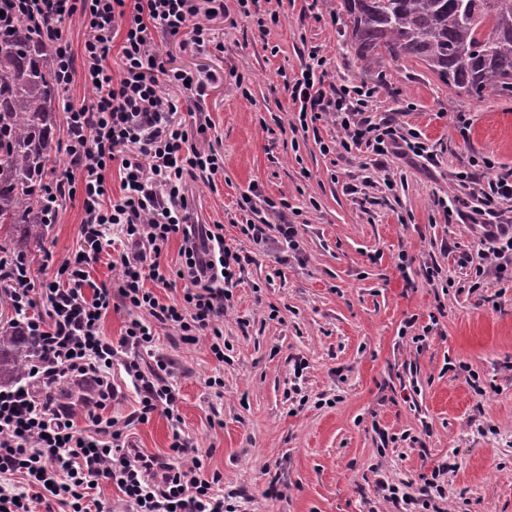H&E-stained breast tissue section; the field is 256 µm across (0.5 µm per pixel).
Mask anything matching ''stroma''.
<instances>
[{
	"label": "stroma",
	"instance_id": "obj_1",
	"mask_svg": "<svg viewBox=\"0 0 512 512\" xmlns=\"http://www.w3.org/2000/svg\"><path fill=\"white\" fill-rule=\"evenodd\" d=\"M337 5L257 0L246 18L224 0L214 23L223 51L195 52L181 35L159 42L172 66L219 76L202 103L213 127L197 144L223 154L224 173L211 186L188 178L187 188L200 220L223 224L244 266L224 312V361L206 339L188 344L171 329L155 344L180 396L181 432L222 475L238 512H395L377 480L416 495L421 474L444 463L445 512H512V288L481 257L478 227L442 206L468 199L455 175L472 161L512 173V98L473 99L413 58L362 77ZM272 12L279 23L259 30L257 18ZM313 51L327 83L372 88L374 112L419 133L435 164L394 157L380 173L369 151L341 149L332 118L302 131L285 80ZM460 112L471 124L465 137ZM253 189L287 198L299 259L240 234L239 203ZM81 219L74 199L39 240L21 225L0 232V249L30 261L36 311L46 304L39 284L80 248ZM464 252L472 264H460ZM429 266L449 288L426 281ZM420 333L424 342L413 343ZM212 377L222 390L208 387ZM130 441L168 455L171 423L154 414L132 425Z\"/></svg>",
	"mask_w": 512,
	"mask_h": 512
}]
</instances>
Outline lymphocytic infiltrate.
<instances>
[{"label": "lymphocytic infiltrate", "mask_w": 512, "mask_h": 512, "mask_svg": "<svg viewBox=\"0 0 512 512\" xmlns=\"http://www.w3.org/2000/svg\"><path fill=\"white\" fill-rule=\"evenodd\" d=\"M223 14L224 0H0L1 17L25 19L39 30L66 90L79 80L94 93L87 104L63 95L69 166L63 178L39 189L42 223H55L64 201L81 198L83 209V247L44 283L46 314L32 311L27 257L0 256V283L13 302L16 324L34 341L28 383L0 386V512H34V505L51 503L67 512H104L95 494L101 482L118 487L124 512H233L224 502L220 474L205 470L197 448L180 432H173L167 457L149 456L129 446L124 424L105 414L118 363L139 396L136 420L148 423L160 411L179 424V394L163 376L166 363L157 360L149 369L141 363L160 330H175L191 344L208 337L215 359L224 358V302L241 280L242 258L226 243L223 225L192 221L185 189L190 176L214 184L224 157L194 144L212 128L203 109L191 111L190 121L176 120L179 100L164 93L163 85L199 98L206 86L193 73L170 67L157 44L158 37L183 33L195 51L219 48L211 23ZM74 22L86 32L78 55L69 37ZM117 37L122 45L114 70L107 59ZM322 65L313 58L292 85L301 129L330 115L342 131L344 152L371 149L379 168L392 155L434 164V151L418 133L367 114L371 88L326 87ZM129 147L138 158L124 157ZM114 165L123 191L117 200L106 181ZM456 178L472 184L478 204L470 219L498 260L499 279L511 283L512 228L502 222L500 206L512 202V175L496 173L486 159L481 170L461 171ZM109 224L124 237L122 276L116 284L92 288L86 267L103 251ZM175 238L181 244L174 268L160 256ZM176 278L185 283L181 300L161 302L153 285L168 287ZM116 301L130 319L113 341L102 321ZM65 380L93 383L96 398L85 400L79 412L54 404L51 390ZM79 413L87 422L81 429L74 421Z\"/></svg>", "instance_id": "obj_1"}]
</instances>
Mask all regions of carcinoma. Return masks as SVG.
<instances>
[{
    "label": "carcinoma",
    "instance_id": "1",
    "mask_svg": "<svg viewBox=\"0 0 512 512\" xmlns=\"http://www.w3.org/2000/svg\"><path fill=\"white\" fill-rule=\"evenodd\" d=\"M359 70L414 58L478 99L512 97V0H339ZM62 87L47 45L22 19L0 32V224L38 236L39 198L55 147ZM32 340L0 336V384L18 380Z\"/></svg>",
    "mask_w": 512,
    "mask_h": 512
}]
</instances>
